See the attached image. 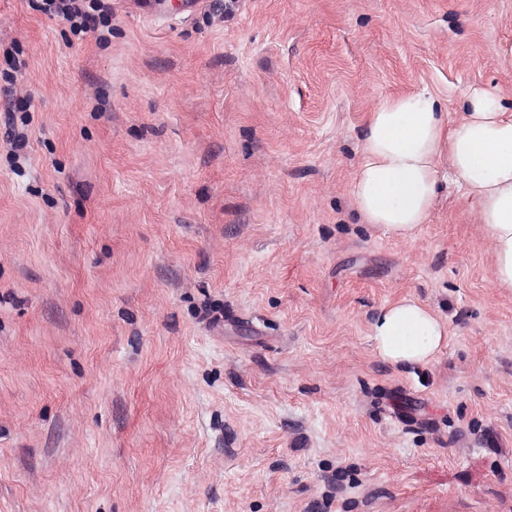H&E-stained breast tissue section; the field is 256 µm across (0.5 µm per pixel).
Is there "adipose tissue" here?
I'll return each instance as SVG.
<instances>
[{"instance_id": "adipose-tissue-1", "label": "adipose tissue", "mask_w": 512, "mask_h": 512, "mask_svg": "<svg viewBox=\"0 0 512 512\" xmlns=\"http://www.w3.org/2000/svg\"><path fill=\"white\" fill-rule=\"evenodd\" d=\"M444 170L476 206L493 282L512 290V113L495 90L470 91L453 122L427 91L383 101L368 116L350 193L365 223L409 241L430 216ZM370 334L384 360L422 366L446 344L448 324L405 297L377 310Z\"/></svg>"}]
</instances>
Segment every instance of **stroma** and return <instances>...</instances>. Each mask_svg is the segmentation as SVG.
<instances>
[{"label":"stroma","mask_w":512,"mask_h":512,"mask_svg":"<svg viewBox=\"0 0 512 512\" xmlns=\"http://www.w3.org/2000/svg\"><path fill=\"white\" fill-rule=\"evenodd\" d=\"M0 0V512H512V292L464 191L350 197L369 112L512 98V0ZM26 63L9 72L6 57ZM448 323L424 366L369 324ZM97 1L100 0H33L32 7L50 18L62 17L70 23L72 33L79 35L95 20L88 9L97 11L102 7ZM369 330L377 353L393 365H426L448 340V323L413 297L381 306Z\"/></svg>","instance_id":"obj_1"}]
</instances>
